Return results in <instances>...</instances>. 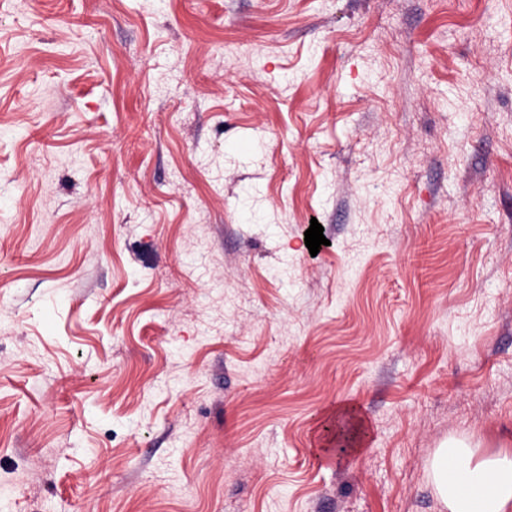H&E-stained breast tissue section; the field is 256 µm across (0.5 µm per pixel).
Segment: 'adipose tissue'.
<instances>
[{"label":"adipose tissue","instance_id":"adipose-tissue-1","mask_svg":"<svg viewBox=\"0 0 512 512\" xmlns=\"http://www.w3.org/2000/svg\"><path fill=\"white\" fill-rule=\"evenodd\" d=\"M427 468L445 512H512V452L480 454L478 448L448 439Z\"/></svg>","mask_w":512,"mask_h":512}]
</instances>
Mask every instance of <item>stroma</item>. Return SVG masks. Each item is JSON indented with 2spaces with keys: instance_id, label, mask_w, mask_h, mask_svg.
<instances>
[{
  "instance_id": "1",
  "label": "stroma",
  "mask_w": 512,
  "mask_h": 512,
  "mask_svg": "<svg viewBox=\"0 0 512 512\" xmlns=\"http://www.w3.org/2000/svg\"><path fill=\"white\" fill-rule=\"evenodd\" d=\"M452 437L512 449V0H0V512H443Z\"/></svg>"
}]
</instances>
